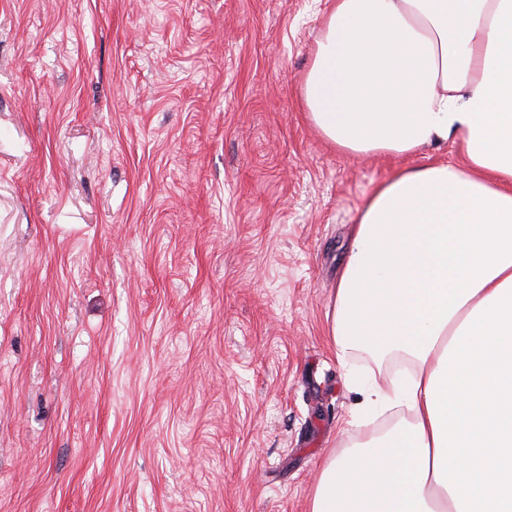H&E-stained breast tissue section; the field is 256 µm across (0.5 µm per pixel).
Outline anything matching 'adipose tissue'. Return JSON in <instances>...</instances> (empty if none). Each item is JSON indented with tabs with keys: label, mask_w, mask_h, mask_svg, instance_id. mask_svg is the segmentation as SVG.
<instances>
[{
	"label": "adipose tissue",
	"mask_w": 512,
	"mask_h": 512,
	"mask_svg": "<svg viewBox=\"0 0 512 512\" xmlns=\"http://www.w3.org/2000/svg\"><path fill=\"white\" fill-rule=\"evenodd\" d=\"M302 101L341 153L464 156L396 171L359 212L328 334L410 372L360 387L364 438L310 512H512V0H334ZM397 403L409 419L366 434Z\"/></svg>",
	"instance_id": "obj_1"
}]
</instances>
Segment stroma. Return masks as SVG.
Instances as JSON below:
<instances>
[{"label": "stroma", "instance_id": "1", "mask_svg": "<svg viewBox=\"0 0 512 512\" xmlns=\"http://www.w3.org/2000/svg\"><path fill=\"white\" fill-rule=\"evenodd\" d=\"M330 0H0V512H308L359 439L326 314L396 170L301 87Z\"/></svg>", "mask_w": 512, "mask_h": 512}]
</instances>
